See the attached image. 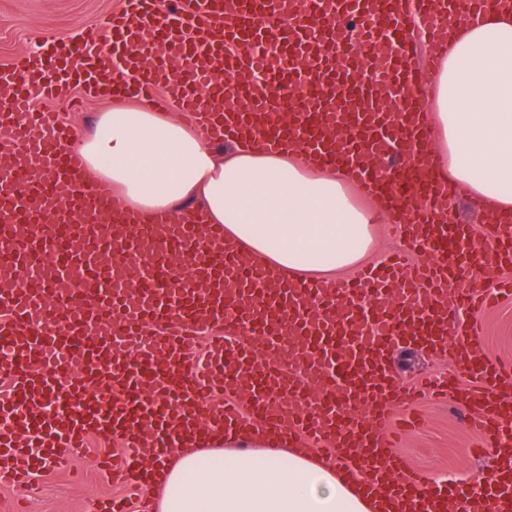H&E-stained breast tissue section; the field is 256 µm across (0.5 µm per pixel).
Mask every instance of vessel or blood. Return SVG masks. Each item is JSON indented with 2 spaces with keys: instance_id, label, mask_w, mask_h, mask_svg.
I'll return each instance as SVG.
<instances>
[{
  "instance_id": "vessel-or-blood-1",
  "label": "vessel or blood",
  "mask_w": 512,
  "mask_h": 512,
  "mask_svg": "<svg viewBox=\"0 0 512 512\" xmlns=\"http://www.w3.org/2000/svg\"><path fill=\"white\" fill-rule=\"evenodd\" d=\"M512 0H126L108 24L18 54L0 72V486L27 482L92 444L137 503L149 448H174L187 426L331 451L360 489L396 493V512H512V454L480 489L406 468L395 421L426 394L458 402L489 446L512 441V369L458 346V372L409 385L390 361L421 343L446 353L463 314L512 298V224L489 237L448 217V187L426 176L423 91L438 66L424 47L448 27ZM87 98L162 100L215 142L300 146L341 168L365 196L399 209L404 245L333 282L274 274L185 219L131 228L68 143L77 132L38 107ZM482 276L493 286L479 294ZM223 326L206 360L197 333ZM80 376H72L73 364ZM122 386L120 399H109Z\"/></svg>"
}]
</instances>
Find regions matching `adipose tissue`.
Segmentation results:
<instances>
[{
	"instance_id": "1",
	"label": "adipose tissue",
	"mask_w": 512,
	"mask_h": 512,
	"mask_svg": "<svg viewBox=\"0 0 512 512\" xmlns=\"http://www.w3.org/2000/svg\"><path fill=\"white\" fill-rule=\"evenodd\" d=\"M424 120L432 173L463 187L486 216L512 217V10L449 30ZM87 172L135 221L193 214L220 224L254 261L293 277L332 279L364 264L379 208L354 199L347 173L315 169L299 148L234 143L218 155L203 129L135 103L101 112L75 145ZM146 490L158 512H386L340 478L328 457L272 448L254 432L186 439L155 459Z\"/></svg>"
}]
</instances>
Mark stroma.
Instances as JSON below:
<instances>
[{
    "label": "stroma",
    "mask_w": 512,
    "mask_h": 512,
    "mask_svg": "<svg viewBox=\"0 0 512 512\" xmlns=\"http://www.w3.org/2000/svg\"><path fill=\"white\" fill-rule=\"evenodd\" d=\"M124 0H0V69L20 50L34 43L78 34L90 25L105 23ZM480 331L481 348L492 359L512 365V300L470 319ZM401 377L413 381L430 374H444L453 367L451 354L433 355L419 347L391 357ZM424 423L399 450L404 462L425 470L431 478H452L467 484L485 481L493 465V453L472 454V434L465 412L451 404L423 402ZM79 453L70 471L51 467L36 478L32 488L0 487V512H15L27 501L28 512H98L101 498L120 494Z\"/></svg>",
    "instance_id": "1"
}]
</instances>
